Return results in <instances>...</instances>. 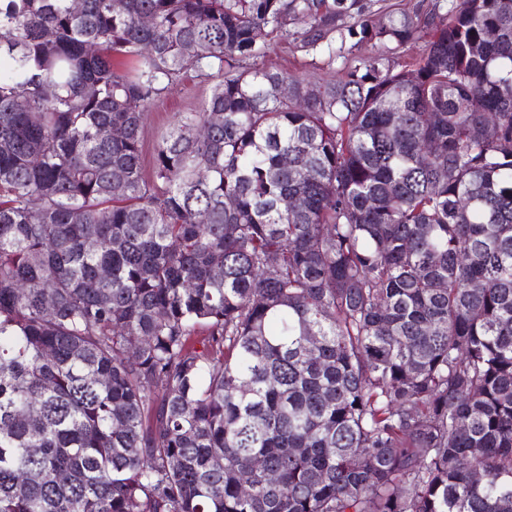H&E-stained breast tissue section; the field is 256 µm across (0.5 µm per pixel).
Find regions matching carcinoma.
Listing matches in <instances>:
<instances>
[{
  "label": "carcinoma",
  "mask_w": 512,
  "mask_h": 512,
  "mask_svg": "<svg viewBox=\"0 0 512 512\" xmlns=\"http://www.w3.org/2000/svg\"><path fill=\"white\" fill-rule=\"evenodd\" d=\"M0 512H512V0H0ZM343 58L336 57L330 63L326 54H305L289 49L288 44L279 39H271L267 42L263 56L249 59L243 62L246 67H260L272 71H286L301 78H310L312 75L321 74L326 78L336 76L343 67ZM191 73L180 85L171 89L148 111L145 127V168L150 170V160L155 145L187 112L198 111L209 95L210 81Z\"/></svg>",
  "instance_id": "cac0c4a2"
}]
</instances>
